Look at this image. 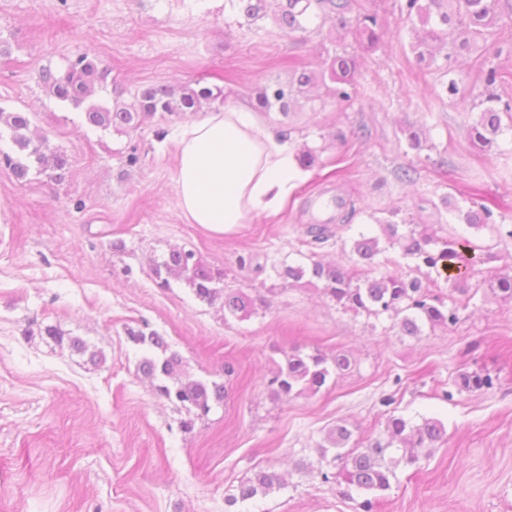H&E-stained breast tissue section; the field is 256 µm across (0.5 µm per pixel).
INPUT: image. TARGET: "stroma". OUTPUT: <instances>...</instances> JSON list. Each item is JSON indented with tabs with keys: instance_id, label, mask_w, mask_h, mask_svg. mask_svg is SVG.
<instances>
[{
	"instance_id": "35a3bbf8",
	"label": "stroma",
	"mask_w": 512,
	"mask_h": 512,
	"mask_svg": "<svg viewBox=\"0 0 512 512\" xmlns=\"http://www.w3.org/2000/svg\"><path fill=\"white\" fill-rule=\"evenodd\" d=\"M377 2L384 38L359 54L360 96L265 115L316 150L319 165L279 214L218 235L188 223L178 205L174 133L186 115L146 120L131 137L90 133L79 111L46 94L42 67L87 51L131 91L198 80L250 105L256 86L286 79L292 64L321 71L339 33L289 38L269 19L250 31L228 0L165 9L156 0H0V107L29 113L72 162L59 184L35 172L22 182L0 166V512H362L356 491L322 480L317 446L339 422L365 441L392 412L441 419L447 440L399 467L374 512H512V304L485 295L455 327L413 338L386 318L339 309L315 287L281 290L276 275L299 251L351 266L352 232L341 211L319 214L324 197L352 200L356 224L397 208L437 226L448 222L441 196L478 190L512 224V151L484 152L467 137L486 52L452 61L463 100L438 98V73L411 52L404 0ZM405 122L422 130V154L408 151ZM132 141L142 153L134 167L124 161ZM405 167L415 183L397 179ZM310 224L334 225L333 237L312 242ZM175 247L222 269L225 287L274 289L271 305L240 322L183 282L159 287L153 267ZM49 326L102 351L105 364L52 341ZM132 329L162 334L195 377L223 382V403L192 430L180 426L187 411L139 377ZM295 345L345 353L351 366L317 394L273 401L268 380ZM463 368L490 372L493 388L454 390ZM260 469L283 474V488L229 506Z\"/></svg>"
}]
</instances>
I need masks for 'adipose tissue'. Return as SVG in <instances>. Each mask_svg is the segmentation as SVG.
Returning <instances> with one entry per match:
<instances>
[{
    "label": "adipose tissue",
    "instance_id": "adipose-tissue-1",
    "mask_svg": "<svg viewBox=\"0 0 512 512\" xmlns=\"http://www.w3.org/2000/svg\"><path fill=\"white\" fill-rule=\"evenodd\" d=\"M297 149L251 109L233 103L186 123L176 142V189L190 223L217 234L279 210L307 176Z\"/></svg>",
    "mask_w": 512,
    "mask_h": 512
}]
</instances>
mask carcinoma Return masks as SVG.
<instances>
[{"label": "carcinoma", "mask_w": 512, "mask_h": 512, "mask_svg": "<svg viewBox=\"0 0 512 512\" xmlns=\"http://www.w3.org/2000/svg\"><path fill=\"white\" fill-rule=\"evenodd\" d=\"M270 1L277 3L275 24L290 37L310 27L319 30L328 24L368 48L382 38L378 15L370 8L375 0H229V3L241 19L239 25L250 30L267 17ZM401 12L414 33L411 51L416 61L430 65L436 62L437 56L444 58V64L437 66V70L448 80L440 81L438 97L460 98L457 81L449 77L451 55L445 49L450 44L464 50L487 47L504 15L501 0H405ZM325 64L326 68L318 76L296 67L288 82L266 83L256 92L255 108L286 115L297 97L305 96L318 82L325 85L328 95L340 102L355 100L359 94L356 81L359 56L344 49L334 52ZM109 76V70L97 57L80 53L64 58L56 68L45 67L41 81L45 92L59 105L81 111L91 131L128 134L158 114L198 112L224 101V92L218 87L198 83L175 86L165 81L137 89L127 101L124 90L109 80ZM481 76L480 96L485 107L468 126L467 134L473 146L484 150L497 144L504 132H512V104L501 103V97L494 91L496 83L504 79L496 66L483 63ZM107 89L111 90V99L98 96ZM31 123L29 113L0 107V140H5V147H0V164L9 167L19 180L26 179L35 168L42 173L50 169L53 181H64L71 165L70 156L61 148H50L46 138L34 134ZM441 205L450 216L448 224L462 226V232L453 230L444 237L437 236L425 224L405 218L396 221L399 210L394 209L388 217L376 220L380 233L368 228L354 231L349 239L355 256L353 267L294 259L282 263L276 270L277 276L290 286L304 279L309 284L316 281L321 284L323 294L343 310L374 317L385 315L391 328L404 336H421L426 328L433 331L438 327H452L459 322L460 311L476 306L474 299L479 289L468 284L470 270L478 262L505 259L499 246L512 239V225L474 197L462 205L444 195ZM394 252L413 264L411 270L419 276L403 270L392 256ZM153 273L163 286L169 285L172 279L182 281L197 299L210 305L220 303L226 320L246 321L257 313L258 306L267 304L263 297L219 287L224 282V271L207 264L191 250L171 249ZM434 273L446 274L448 290L453 293L450 301L434 294L426 283ZM482 288L489 289L501 301L512 303V262L507 272L483 281ZM45 333L56 343L66 339L53 326L47 327ZM129 338L146 349L137 373L149 379L161 397L189 412L195 411L198 417L208 415L213 405L224 402V383L191 376L180 354L169 350L165 337L157 332L131 331ZM66 340L73 351L87 352L82 339ZM282 355L283 360L277 363L268 383L277 400L316 394L336 382L350 367L349 358L340 352L328 356L318 349L306 351L295 346L282 351ZM454 386L459 391H484L494 386V379L481 369H464L458 371ZM446 436V427L438 418L422 416L414 421L390 414L379 436L354 448L350 446L352 431L347 425L338 424L327 431L318 445L320 459L334 468L332 474L325 473L323 478L341 479L364 495L360 503L362 512H374L380 493L390 489L396 478L397 468L402 464L415 465L429 457ZM281 487L280 475L259 469L239 485L238 495L227 502L233 505L246 502Z\"/></svg>", "instance_id": "1"}]
</instances>
